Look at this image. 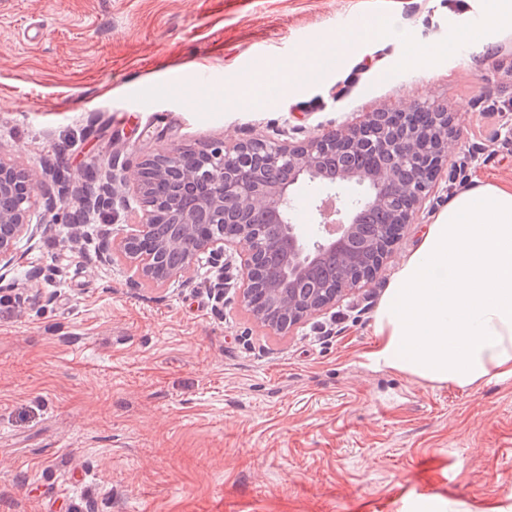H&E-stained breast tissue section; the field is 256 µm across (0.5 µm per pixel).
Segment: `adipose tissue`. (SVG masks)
Masks as SVG:
<instances>
[{
	"label": "adipose tissue",
	"mask_w": 512,
	"mask_h": 512,
	"mask_svg": "<svg viewBox=\"0 0 512 512\" xmlns=\"http://www.w3.org/2000/svg\"><path fill=\"white\" fill-rule=\"evenodd\" d=\"M378 364L466 389L512 377V184L453 194L390 281L374 317Z\"/></svg>",
	"instance_id": "adipose-tissue-1"
}]
</instances>
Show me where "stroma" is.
Returning a JSON list of instances; mask_svg holds the SVG:
<instances>
[{
    "label": "stroma",
    "instance_id": "35a3bbf8",
    "mask_svg": "<svg viewBox=\"0 0 512 512\" xmlns=\"http://www.w3.org/2000/svg\"><path fill=\"white\" fill-rule=\"evenodd\" d=\"M489 0H0V157L62 160L71 188L119 161L131 210L157 152L301 141L388 105L459 117L464 178L512 182V27ZM389 19L394 34L354 39ZM346 43L320 74L298 54ZM257 105L240 101L257 64ZM208 83H200L201 71ZM165 112L170 122L159 123ZM68 208L0 282V512H472L512 505V379L434 387L376 364L374 315L419 215L353 306L263 335L210 289L95 265L104 212ZM45 270L36 289L29 273ZM512 24V1L494 0L484 16V26L497 28Z\"/></svg>",
    "mask_w": 512,
    "mask_h": 512
}]
</instances>
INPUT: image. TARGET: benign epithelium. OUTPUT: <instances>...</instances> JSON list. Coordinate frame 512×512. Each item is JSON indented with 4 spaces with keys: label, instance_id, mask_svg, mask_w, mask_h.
Masks as SVG:
<instances>
[{
    "label": "benign epithelium",
    "instance_id": "1",
    "mask_svg": "<svg viewBox=\"0 0 512 512\" xmlns=\"http://www.w3.org/2000/svg\"><path fill=\"white\" fill-rule=\"evenodd\" d=\"M456 120L429 103L380 107L304 143L252 139L228 147L220 140L157 153L140 165L141 213L103 230L96 260L124 265L136 286L170 287L186 282L207 254L217 297L231 291L230 300L257 326L290 333L377 278L448 169ZM116 180L114 167L98 170L96 190L74 194L71 246L84 223L115 209ZM303 184L318 190L309 197L307 229L298 224L296 190ZM66 198L68 185L54 165L24 170L0 159V281L15 266L19 244L41 233ZM366 209L387 218L353 251ZM274 248L288 253V272L279 279L264 271ZM336 253L344 262L336 285L305 299L295 292L296 281Z\"/></svg>",
    "mask_w": 512,
    "mask_h": 512
}]
</instances>
